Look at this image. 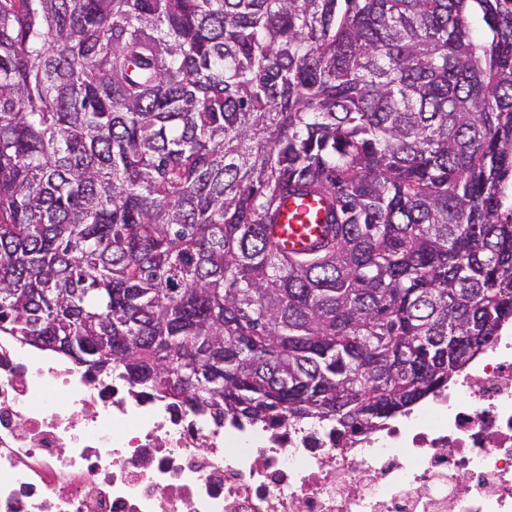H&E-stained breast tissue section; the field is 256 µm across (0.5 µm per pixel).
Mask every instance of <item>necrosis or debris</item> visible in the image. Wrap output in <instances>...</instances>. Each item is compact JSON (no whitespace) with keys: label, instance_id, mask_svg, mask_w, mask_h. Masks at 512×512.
Returning <instances> with one entry per match:
<instances>
[{"label":"necrosis or debris","instance_id":"1","mask_svg":"<svg viewBox=\"0 0 512 512\" xmlns=\"http://www.w3.org/2000/svg\"><path fill=\"white\" fill-rule=\"evenodd\" d=\"M0 512H512V334L344 448L218 426L0 336Z\"/></svg>","mask_w":512,"mask_h":512}]
</instances>
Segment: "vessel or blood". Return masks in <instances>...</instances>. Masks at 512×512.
Instances as JSON below:
<instances>
[{"label":"vessel or blood","instance_id":"obj_1","mask_svg":"<svg viewBox=\"0 0 512 512\" xmlns=\"http://www.w3.org/2000/svg\"><path fill=\"white\" fill-rule=\"evenodd\" d=\"M325 211L314 198L289 199L282 209L277 235L286 250L301 252L318 241Z\"/></svg>","mask_w":512,"mask_h":512}]
</instances>
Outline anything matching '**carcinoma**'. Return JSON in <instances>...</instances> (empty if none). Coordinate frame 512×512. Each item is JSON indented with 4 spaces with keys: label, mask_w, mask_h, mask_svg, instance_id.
<instances>
[{
    "label": "carcinoma",
    "mask_w": 512,
    "mask_h": 512,
    "mask_svg": "<svg viewBox=\"0 0 512 512\" xmlns=\"http://www.w3.org/2000/svg\"><path fill=\"white\" fill-rule=\"evenodd\" d=\"M509 322L512 0H0V336L345 446ZM324 216L322 204L312 197L289 199L282 208L277 230L284 248L291 252H303L311 247L321 237Z\"/></svg>",
    "instance_id": "1"
}]
</instances>
